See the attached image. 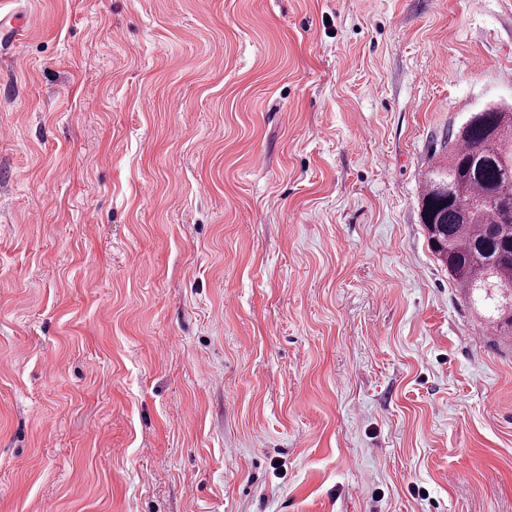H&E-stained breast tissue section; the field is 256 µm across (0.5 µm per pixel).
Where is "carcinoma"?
I'll return each instance as SVG.
<instances>
[{"instance_id":"cac0c4a2","label":"carcinoma","mask_w":512,"mask_h":512,"mask_svg":"<svg viewBox=\"0 0 512 512\" xmlns=\"http://www.w3.org/2000/svg\"><path fill=\"white\" fill-rule=\"evenodd\" d=\"M432 252L494 334L512 335V107L470 116L423 178Z\"/></svg>"}]
</instances>
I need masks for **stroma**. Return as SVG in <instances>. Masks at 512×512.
Here are the masks:
<instances>
[{
	"instance_id": "stroma-1",
	"label": "stroma",
	"mask_w": 512,
	"mask_h": 512,
	"mask_svg": "<svg viewBox=\"0 0 512 512\" xmlns=\"http://www.w3.org/2000/svg\"><path fill=\"white\" fill-rule=\"evenodd\" d=\"M0 512H512V338L428 244L512 0H0ZM31 26L30 16L21 15H1L0 16V45L10 46L20 41L27 34ZM3 49V50H4Z\"/></svg>"
}]
</instances>
